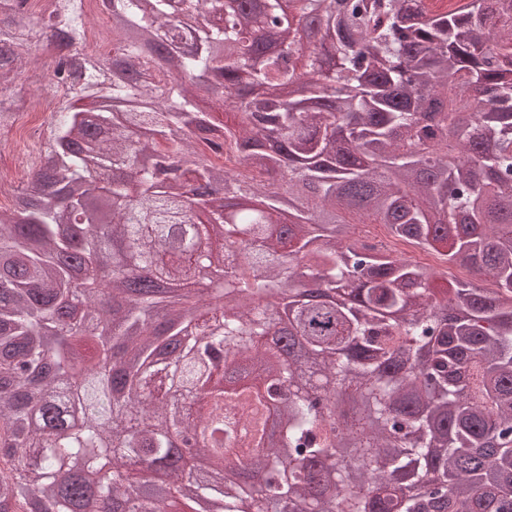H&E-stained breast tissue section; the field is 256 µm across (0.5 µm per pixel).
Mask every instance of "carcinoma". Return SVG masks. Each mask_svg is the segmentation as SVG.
<instances>
[{
    "instance_id": "carcinoma-1",
    "label": "carcinoma",
    "mask_w": 512,
    "mask_h": 512,
    "mask_svg": "<svg viewBox=\"0 0 512 512\" xmlns=\"http://www.w3.org/2000/svg\"><path fill=\"white\" fill-rule=\"evenodd\" d=\"M110 2L0 209V509L512 512V0ZM47 27L82 52L79 0ZM26 30L0 0V126ZM226 408L249 442L206 436ZM366 229H370V234L367 233ZM362 236L364 237L363 239L369 244L377 245V247L383 246L384 248L398 255L411 257L431 266L439 267V262L433 256L429 254L426 256L425 254L420 253L419 250L415 249L413 246L406 242H394L390 240L387 237L385 229L380 225L365 226L363 228ZM440 268L441 271L445 274L440 276V278L435 283V286L438 288H445L447 286V280L448 288L449 283H452L454 285V282L456 281L474 282L481 285L482 287L491 288V286L488 285V283L479 281V279L476 278L466 267L459 265H451L448 266V269H446V265L445 267L441 265Z\"/></svg>"
}]
</instances>
